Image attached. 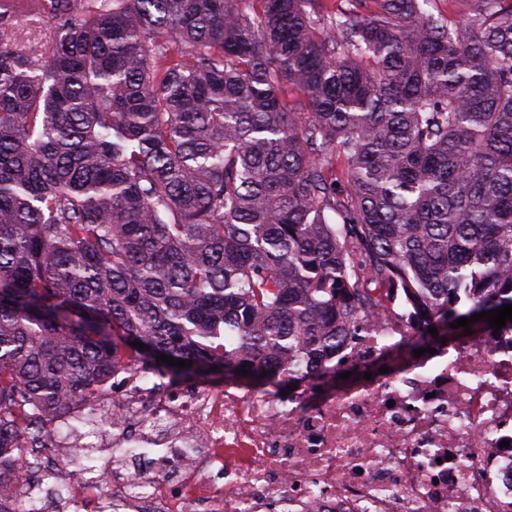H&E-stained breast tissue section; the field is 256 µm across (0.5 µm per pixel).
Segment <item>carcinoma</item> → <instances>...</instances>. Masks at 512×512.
<instances>
[{"label": "carcinoma", "instance_id": "1", "mask_svg": "<svg viewBox=\"0 0 512 512\" xmlns=\"http://www.w3.org/2000/svg\"><path fill=\"white\" fill-rule=\"evenodd\" d=\"M431 2L0 4V486L120 367L280 390L327 378L282 359L357 335L368 281L417 310L403 354L512 305V0ZM14 28L19 45L28 49L30 46L37 44L42 49H47L49 44V32L46 27L31 21L27 17H19L14 22Z\"/></svg>", "mask_w": 512, "mask_h": 512}]
</instances>
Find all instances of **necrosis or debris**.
I'll list each match as a JSON object with an SVG mask.
<instances>
[{
    "mask_svg": "<svg viewBox=\"0 0 512 512\" xmlns=\"http://www.w3.org/2000/svg\"><path fill=\"white\" fill-rule=\"evenodd\" d=\"M412 314L382 300L337 348V378L283 395L120 369L103 422L51 438L157 449L137 479L113 480V512H512V330L402 363Z\"/></svg>",
    "mask_w": 512,
    "mask_h": 512,
    "instance_id": "necrosis-or-debris-1",
    "label": "necrosis or debris"
}]
</instances>
